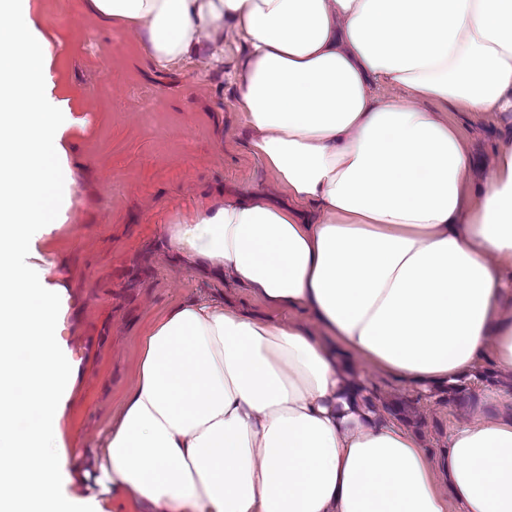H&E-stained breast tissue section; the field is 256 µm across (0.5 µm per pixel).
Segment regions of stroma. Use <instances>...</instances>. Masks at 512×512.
<instances>
[{"mask_svg": "<svg viewBox=\"0 0 512 512\" xmlns=\"http://www.w3.org/2000/svg\"><path fill=\"white\" fill-rule=\"evenodd\" d=\"M53 49L52 75L72 94L83 129L75 131L66 214L39 253L70 288L58 345L71 364L60 403L64 455L100 447L112 416L136 382L145 328L173 305L215 290L248 301L246 289L205 280L173 261L166 228L205 201L260 192L281 198L274 177L247 152L232 72L239 54L224 37V70L190 64L159 71L144 60L130 29L102 26L84 0H32ZM485 165L512 126L488 115L461 126ZM376 405L412 399L432 449L443 448L458 421L445 394L413 396L393 377L366 374Z\"/></svg>", "mask_w": 512, "mask_h": 512, "instance_id": "1", "label": "stroma"}]
</instances>
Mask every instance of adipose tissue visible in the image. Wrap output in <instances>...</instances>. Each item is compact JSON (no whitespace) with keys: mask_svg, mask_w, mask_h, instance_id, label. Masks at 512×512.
<instances>
[{"mask_svg":"<svg viewBox=\"0 0 512 512\" xmlns=\"http://www.w3.org/2000/svg\"><path fill=\"white\" fill-rule=\"evenodd\" d=\"M85 5L158 70L222 65L237 37L248 147L288 200L200 207L165 244L326 335L223 296L178 304L144 336L101 448L59 465L68 282L30 259L73 205L77 120L30 0H0V512H100L121 492L147 512H512L511 391L490 388L434 453L358 377L423 394L487 365L512 378V138L475 171L447 114L512 123V0Z\"/></svg>","mask_w":512,"mask_h":512,"instance_id":"obj_1","label":"adipose tissue"}]
</instances>
